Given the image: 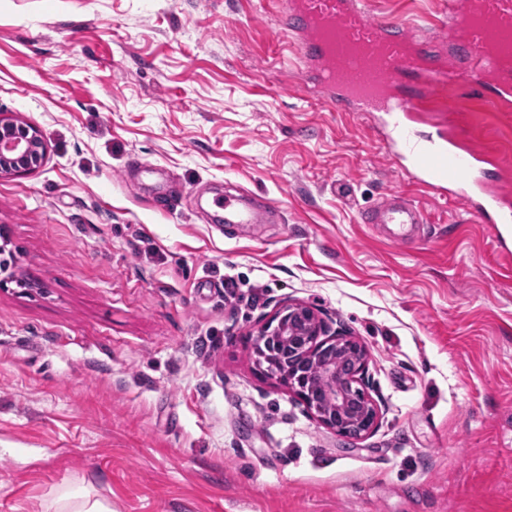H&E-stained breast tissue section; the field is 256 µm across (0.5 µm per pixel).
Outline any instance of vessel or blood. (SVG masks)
I'll list each match as a JSON object with an SVG mask.
<instances>
[{
  "instance_id": "b4317fda",
  "label": "vessel or blood",
  "mask_w": 512,
  "mask_h": 512,
  "mask_svg": "<svg viewBox=\"0 0 512 512\" xmlns=\"http://www.w3.org/2000/svg\"><path fill=\"white\" fill-rule=\"evenodd\" d=\"M277 25L293 43L304 85L320 92L334 112L376 115L391 162L407 180L445 199L464 202L479 222L496 225L512 241V204L487 184V155L462 145L453 127L414 130L449 78L465 79L494 105L512 103V0H446L440 29L453 32V52L438 58L431 41L404 25L372 16L363 0H282ZM224 221L250 224L254 211L238 198L223 201ZM367 224H392L394 239L423 211L391 193L364 212Z\"/></svg>"
}]
</instances>
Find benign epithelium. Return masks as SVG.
<instances>
[{"mask_svg":"<svg viewBox=\"0 0 512 512\" xmlns=\"http://www.w3.org/2000/svg\"><path fill=\"white\" fill-rule=\"evenodd\" d=\"M40 131L0 113V175L25 176L45 159ZM259 373L277 379L320 424L347 438H360L378 424L368 393L369 358L353 337L330 332L305 304L282 307L254 338Z\"/></svg>","mask_w":512,"mask_h":512,"instance_id":"obj_1","label":"benign epithelium"}]
</instances>
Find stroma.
<instances>
[{"label":"stroma","mask_w":512,"mask_h":512,"mask_svg":"<svg viewBox=\"0 0 512 512\" xmlns=\"http://www.w3.org/2000/svg\"><path fill=\"white\" fill-rule=\"evenodd\" d=\"M368 2L425 30L443 7ZM293 65L253 0H0V113L46 146L0 177V512H512V251ZM439 97L418 131L453 123L512 197V108ZM393 191L426 216L401 241L361 221ZM227 193L267 217L219 223ZM295 302L370 353L361 439L258 372ZM47 512H112L106 501L89 493L59 491L47 505Z\"/></svg>","instance_id":"obj_1"}]
</instances>
